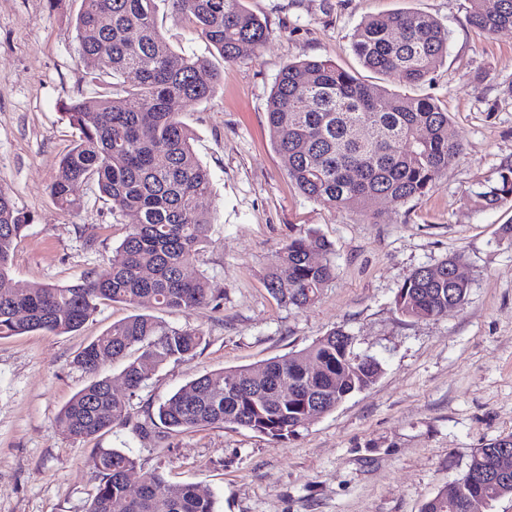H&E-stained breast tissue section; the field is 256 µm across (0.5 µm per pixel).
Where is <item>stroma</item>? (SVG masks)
Segmentation results:
<instances>
[{
	"label": "stroma",
	"instance_id": "35a3bbf8",
	"mask_svg": "<svg viewBox=\"0 0 512 512\" xmlns=\"http://www.w3.org/2000/svg\"><path fill=\"white\" fill-rule=\"evenodd\" d=\"M268 36L224 59L192 25L159 14L168 43L209 57L222 79L209 99L186 103L181 121L211 174L209 244L187 276H208L224 305L160 310L167 324L202 331L187 362L162 366L134 397L157 407L210 371L259 366L311 345L330 329L376 358L379 378L276 444L243 428L206 427L164 441L116 426L86 441L61 435L60 409L90 375L72 360L91 339L132 314L100 306L79 331L0 338V512H86L98 483L96 451L137 457L131 484L158 469L178 483L209 485L219 512H421L459 479L478 448L512 434V203L476 209L469 191L512 163V29L474 31L467 0H244ZM81 0H0V188L29 219L8 284L64 286L118 261L131 215L113 213L92 188L67 212L49 187L75 131L64 105L100 92L77 51ZM432 15L449 31L448 55L415 94L446 107L463 144L428 195L375 200L365 212L305 198L273 147L267 102L284 66L315 58L379 79L351 50L364 18ZM317 233L332 245L335 277L318 302L298 308L266 287L289 238ZM461 256L471 283L464 304L413 320L395 297L417 268Z\"/></svg>",
	"mask_w": 512,
	"mask_h": 512
}]
</instances>
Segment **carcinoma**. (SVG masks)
I'll list each match as a JSON object with an SVG mask.
<instances>
[{"mask_svg": "<svg viewBox=\"0 0 512 512\" xmlns=\"http://www.w3.org/2000/svg\"><path fill=\"white\" fill-rule=\"evenodd\" d=\"M162 8L192 24L229 62L239 58L242 47H259L267 39V23L247 11L243 0H82L75 25L80 57L98 77L131 75L134 83H114L97 97L64 106L76 139L59 160L50 194L61 209L76 211L81 200L74 187L91 184L112 212L132 213L137 223L120 244L118 263L66 286L0 287V338L71 333L103 302L126 303L140 312L113 323L78 352L73 364L95 377L103 361L125 362L129 394L119 396L108 380L95 378L59 412L60 433L84 441L115 425H130L139 436L158 429L171 434L228 426L285 443L381 374L379 361L354 351L349 332L333 329L304 350L267 361L260 371L242 366L203 374L154 411L139 412L131 403L154 372L191 360L203 341L200 330L170 326L151 311L188 313L217 308L224 299V291L211 287L206 276L184 273L209 242L211 177L179 120L185 102L210 98L221 74L208 58L169 46L157 24ZM468 23L485 34L511 28L512 0H496L493 9L486 0H469ZM352 50L364 68L413 87L446 58L448 30L417 11L371 16L355 29ZM267 118L288 178L306 198L330 209L365 211L376 197L405 202L424 196L462 152L447 110L434 99L365 84L328 60L284 67ZM355 125L366 126L368 136L354 137ZM470 195L479 209L512 201V165L500 167ZM27 224L0 190L1 283L9 277ZM316 252L323 260H313ZM331 252V244L315 234L289 239L275 256L266 287L296 307L316 303L335 275ZM459 262L451 257L416 269L396 295L397 312L427 320L460 306L470 282L454 276ZM505 448L512 449V435L478 449L469 469H488ZM136 467L137 459L127 452L98 449V484L87 512H216L207 485L173 483L158 470L131 488L127 476ZM506 495H512V473L472 483L466 472L421 512H467L456 504Z\"/></svg>", "mask_w": 512, "mask_h": 512, "instance_id": "obj_1", "label": "carcinoma"}]
</instances>
